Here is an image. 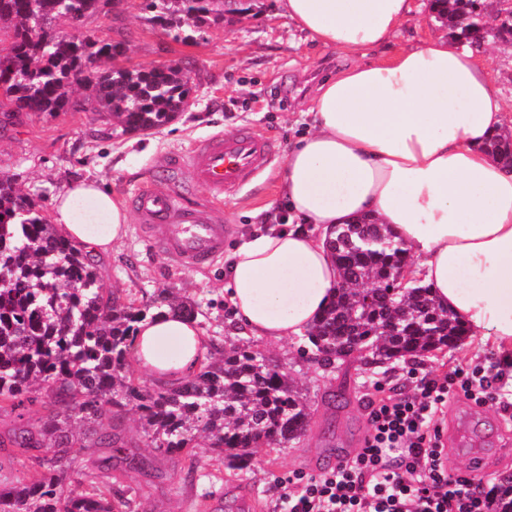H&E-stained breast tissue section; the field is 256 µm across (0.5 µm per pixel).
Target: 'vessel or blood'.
Masks as SVG:
<instances>
[{
    "mask_svg": "<svg viewBox=\"0 0 512 512\" xmlns=\"http://www.w3.org/2000/svg\"><path fill=\"white\" fill-rule=\"evenodd\" d=\"M274 151L273 141L242 129L213 136L172 158L170 169L185 173L186 183L165 192L143 188L129 199L150 245L180 267L200 268L221 256L234 227L223 223L212 208L190 203V188H205L217 198L240 189Z\"/></svg>",
    "mask_w": 512,
    "mask_h": 512,
    "instance_id": "vessel-or-blood-1",
    "label": "vessel or blood"
}]
</instances>
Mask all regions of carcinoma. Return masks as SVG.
<instances>
[{
	"mask_svg": "<svg viewBox=\"0 0 512 512\" xmlns=\"http://www.w3.org/2000/svg\"><path fill=\"white\" fill-rule=\"evenodd\" d=\"M151 20L176 42L189 43L209 22L243 15L257 0H144ZM435 19L454 37L479 47L495 37L476 24L484 0H433ZM99 0H0V27H12L0 48V109L51 115L70 105L74 89L88 93L125 131L149 132L184 110L192 85L177 64L124 66L127 45L110 37L64 35L98 14ZM488 150L512 165V132L494 135ZM329 248L340 280L334 301L309 332L319 354L360 344L382 360L425 357L466 335L461 321L436 304L430 287L396 277L409 260L385 224L361 218L331 232ZM398 290L399 329L385 328L389 308L367 300L368 287ZM196 317L192 303L167 290L126 300L105 291L97 261L60 234L41 207L0 178V414L37 403L38 423L0 434V471L16 454L44 468L38 482L12 476L0 487V512H132L127 477L152 476L157 457L122 452L117 423L138 415L147 446L197 469L203 439L240 470L263 448L302 436L311 413L288 372L250 346L230 343L193 376L151 388L137 374L131 348L138 324L163 309ZM108 454L78 463L79 454Z\"/></svg>",
	"mask_w": 512,
	"mask_h": 512,
	"instance_id": "1",
	"label": "carcinoma"
}]
</instances>
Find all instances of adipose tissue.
Masks as SVG:
<instances>
[{"label": "adipose tissue", "mask_w": 512, "mask_h": 512, "mask_svg": "<svg viewBox=\"0 0 512 512\" xmlns=\"http://www.w3.org/2000/svg\"><path fill=\"white\" fill-rule=\"evenodd\" d=\"M317 45L389 56L328 78L307 110L312 130L288 154L280 191L289 215L252 233L231 256L233 319L272 342L311 329L340 272L326 232L361 217L388 225L436 302L480 346L512 353V166L487 149L512 123V102L488 69L490 51L441 32L394 47L414 0H278ZM58 231L95 258L127 235L129 212L97 179L53 200ZM133 356L170 381L208 353L198 322L179 312L142 322Z\"/></svg>", "instance_id": "ef3b65f1"}]
</instances>
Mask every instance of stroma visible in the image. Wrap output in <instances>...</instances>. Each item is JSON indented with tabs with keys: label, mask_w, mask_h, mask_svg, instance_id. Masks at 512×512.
Here are the masks:
<instances>
[{
	"label": "stroma",
	"mask_w": 512,
	"mask_h": 512,
	"mask_svg": "<svg viewBox=\"0 0 512 512\" xmlns=\"http://www.w3.org/2000/svg\"><path fill=\"white\" fill-rule=\"evenodd\" d=\"M148 16L142 0H121L115 16H88L79 31L85 35L109 29L112 38L126 41L129 65L185 67L193 92L183 112L147 133L122 131L105 113L90 109L13 118L0 113V175L46 209L59 190L84 177L103 180L124 203L142 188L168 190L164 172L169 155L203 137L244 126L273 137L279 153L270 166L224 200V221L234 225L235 234L214 265L176 266L163 253L146 248L134 222L122 244L99 261L107 290L148 298L174 289L181 300L196 304L206 336L233 341L237 334L224 290L229 256L254 232L252 212L275 201L288 153L309 128L307 103L316 88L343 69L373 62L375 55L352 57L312 43L275 0H261L260 10L210 25L194 44L173 41ZM250 343L298 383L312 410L307 431L283 447L260 451L244 473L216 460L204 445L197 450L200 467L193 481H184L181 460H160L163 475L146 485L136 512H196L203 500L210 512H286L288 491L279 487V480L294 472L317 478L356 456L370 429V402L413 394L421 381L499 358L493 349L461 343L414 362L373 364L355 357L322 368L308 361L314 351L309 342L294 338L273 344L254 337ZM339 393L346 404L337 409L331 398ZM437 424L448 435L444 465L449 474L469 475V460L478 454L488 468L487 475L474 478L481 488L500 486L502 475L512 473V453L504 450L512 441V419L497 407H477L452 394Z\"/></svg>",
	"instance_id": "stroma-1"
}]
</instances>
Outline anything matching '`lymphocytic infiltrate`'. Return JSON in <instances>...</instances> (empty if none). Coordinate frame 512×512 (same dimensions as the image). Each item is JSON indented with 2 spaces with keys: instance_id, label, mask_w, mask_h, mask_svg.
Listing matches in <instances>:
<instances>
[{
  "instance_id": "f902f5d3",
  "label": "lymphocytic infiltrate",
  "mask_w": 512,
  "mask_h": 512,
  "mask_svg": "<svg viewBox=\"0 0 512 512\" xmlns=\"http://www.w3.org/2000/svg\"><path fill=\"white\" fill-rule=\"evenodd\" d=\"M512 361L454 369L418 393L371 403V429L360 452L287 499L288 512H488L492 498L442 466L445 445L437 419L449 394L478 406L512 411L505 378Z\"/></svg>"
}]
</instances>
